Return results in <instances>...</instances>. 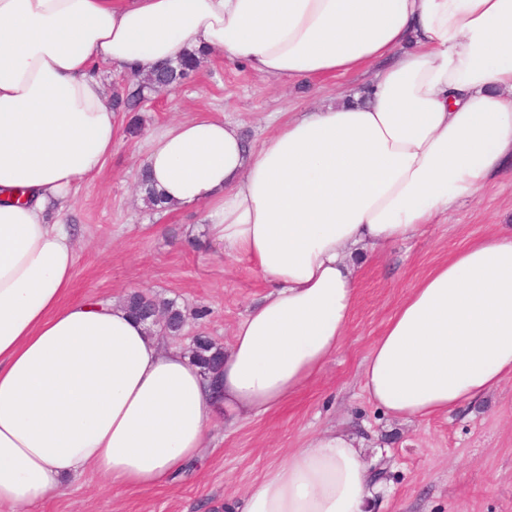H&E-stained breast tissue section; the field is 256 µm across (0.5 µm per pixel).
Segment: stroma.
<instances>
[{"label": "stroma", "instance_id": "obj_1", "mask_svg": "<svg viewBox=\"0 0 512 512\" xmlns=\"http://www.w3.org/2000/svg\"><path fill=\"white\" fill-rule=\"evenodd\" d=\"M368 79L280 85L209 53L181 87L141 110V134L120 132L104 167L79 184L62 216L77 256L65 302L141 291L188 312L204 307L208 316L188 320L178 346L204 335L229 347L234 325L268 284L246 259L206 244L202 210L165 215L146 206L136 169L147 134L205 109L238 122L256 145L271 113L319 107ZM498 230H512V166L446 221L366 256L339 350L280 410L230 426L216 421L202 457L151 491L114 492L87 475L49 493L36 512H224L288 449L333 427L366 437L367 462L383 476L377 512H512V380L453 413L411 421L387 415L362 391L371 348L414 284L449 253Z\"/></svg>", "mask_w": 512, "mask_h": 512}]
</instances>
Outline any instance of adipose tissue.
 Here are the masks:
<instances>
[{"mask_svg": "<svg viewBox=\"0 0 512 512\" xmlns=\"http://www.w3.org/2000/svg\"><path fill=\"white\" fill-rule=\"evenodd\" d=\"M268 79L346 77L364 96L275 123L251 146L199 111L149 135L167 211L273 284L236 324L216 380L123 305L64 303L61 214L112 153L95 66L198 48ZM512 164V0H0V512H33L93 473L149 490L225 424L277 410L335 356L363 253L417 236ZM512 379V232L454 251L411 288L366 361L402 419L452 412ZM363 441L327 429L288 450L236 512H371Z\"/></svg>", "mask_w": 512, "mask_h": 512, "instance_id": "ef3b65f1", "label": "adipose tissue"}]
</instances>
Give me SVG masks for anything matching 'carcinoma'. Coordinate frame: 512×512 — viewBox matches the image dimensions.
<instances>
[{
  "label": "carcinoma",
  "instance_id": "1",
  "mask_svg": "<svg viewBox=\"0 0 512 512\" xmlns=\"http://www.w3.org/2000/svg\"><path fill=\"white\" fill-rule=\"evenodd\" d=\"M201 52L195 51L175 65L153 67L144 72L136 67L127 71L129 80L120 83L112 94V111L131 115V124L138 123L135 116L137 96L143 89L176 88L187 78L200 61ZM140 192L145 203L153 210L164 209L163 199L156 192L146 174H141ZM125 303L133 314L148 323L152 335L178 336L185 322V313L175 302L134 292L125 298ZM189 356L200 365L204 374L214 371L216 359L224 355V348L205 336H199L188 348Z\"/></svg>",
  "mask_w": 512,
  "mask_h": 512
}]
</instances>
